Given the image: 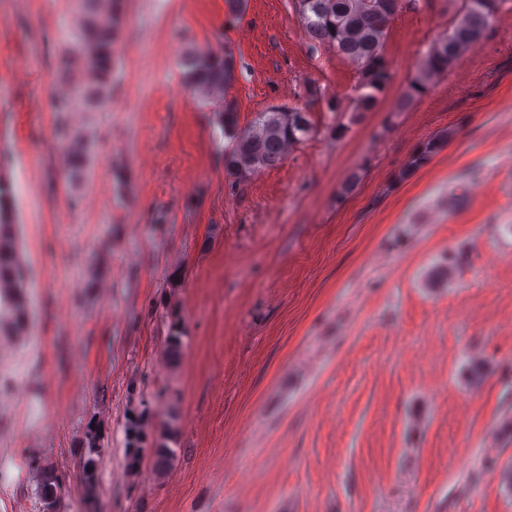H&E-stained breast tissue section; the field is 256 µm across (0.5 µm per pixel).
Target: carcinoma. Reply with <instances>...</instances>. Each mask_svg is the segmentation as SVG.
Returning <instances> with one entry per match:
<instances>
[{
    "label": "carcinoma",
    "mask_w": 512,
    "mask_h": 512,
    "mask_svg": "<svg viewBox=\"0 0 512 512\" xmlns=\"http://www.w3.org/2000/svg\"><path fill=\"white\" fill-rule=\"evenodd\" d=\"M81 19L71 31L74 56L84 72L82 80L73 82L62 95L51 102L54 112H71L79 107L85 112L104 110L112 96L114 46L121 26V0H82ZM298 12L309 39L325 45L349 60L354 66L359 95L346 123L335 122L328 133L335 140L346 136L350 127L365 114L376 112L386 93L391 72L384 63L385 42L400 0H298ZM508 0H487V4H461L448 31L428 48L417 73L406 91L396 100L393 111L406 109L437 75L448 71L473 44L479 42ZM186 84L197 101L215 112L224 135V172L230 192H239L258 173L284 163L288 151L316 133L310 113L301 107L270 106L247 124L240 125L237 105L226 97L236 81L235 52L231 45L218 49H190L180 59ZM448 130L426 140L411 158L408 169L425 163L448 142ZM69 157L68 176L77 179L83 173L89 153V142L76 133L66 137ZM455 264L449 260L434 267L433 284L447 283ZM27 281L19 258L16 225L9 220L0 223V331H16L28 318ZM184 330L178 320L169 324L165 337L164 358L169 366H178L183 358ZM124 467L136 481L149 469L165 472L176 457L177 428L174 419L157 415L143 391L130 389L124 412ZM103 434L91 421L81 439V486L85 501L94 503L97 473L103 453ZM60 480L48 469L41 470L37 497L43 509L58 500Z\"/></svg>",
    "instance_id": "cac0c4a2"
}]
</instances>
